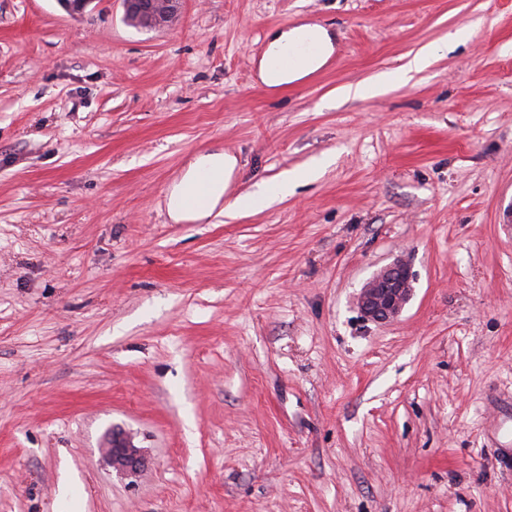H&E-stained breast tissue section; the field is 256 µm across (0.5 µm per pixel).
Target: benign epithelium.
Segmentation results:
<instances>
[{
	"label": "benign epithelium",
	"instance_id": "benign-epithelium-1",
	"mask_svg": "<svg viewBox=\"0 0 512 512\" xmlns=\"http://www.w3.org/2000/svg\"><path fill=\"white\" fill-rule=\"evenodd\" d=\"M179 0H123L125 18L141 28H156L173 22ZM414 293V278L401 258L378 269L362 285L356 305L362 317L374 323L397 319ZM103 459L118 474L127 478L140 476L146 463L143 450L127 435L114 432L101 449Z\"/></svg>",
	"mask_w": 512,
	"mask_h": 512
}]
</instances>
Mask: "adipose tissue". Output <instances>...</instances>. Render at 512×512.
Masks as SVG:
<instances>
[{
    "mask_svg": "<svg viewBox=\"0 0 512 512\" xmlns=\"http://www.w3.org/2000/svg\"><path fill=\"white\" fill-rule=\"evenodd\" d=\"M334 51L328 31L318 25L303 24L275 31L260 62V76L269 86H282L320 69ZM433 49L424 47L408 61L391 72L376 75L366 84L346 88V95H374L386 87L408 82L412 73L428 66ZM237 160L224 152L201 153L189 162L181 177L167 194V213L174 221L194 222L208 218L218 205L227 211L246 214L270 206L277 198L290 194L296 184L310 178L311 173L301 170L282 177L273 185L260 186L258 190L238 196L231 203H224L233 179ZM207 179L205 195L194 201L193 195L200 179Z\"/></svg>",
    "mask_w": 512,
    "mask_h": 512,
    "instance_id": "obj_1",
    "label": "adipose tissue"
}]
</instances>
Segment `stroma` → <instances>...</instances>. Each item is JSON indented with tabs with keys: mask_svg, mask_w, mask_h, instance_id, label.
<instances>
[{
	"mask_svg": "<svg viewBox=\"0 0 512 512\" xmlns=\"http://www.w3.org/2000/svg\"><path fill=\"white\" fill-rule=\"evenodd\" d=\"M327 64L278 88L268 36ZM376 96L336 91L459 29ZM253 215L174 224L196 153ZM398 319L354 298L396 258ZM512 0H0V512H512ZM130 433L149 467L100 448ZM179 0H123L125 18L141 28H156L172 23ZM305 46L314 51L303 53L294 61L276 64L286 50ZM334 52L328 31L312 24L285 27L275 31L260 61V76L267 86H282L300 80L320 69ZM315 175V170H301L286 175L276 181L272 186L262 185L258 190L238 196L233 202L227 204L222 213L246 214L259 211L270 206L277 198L282 199L290 194L296 184ZM103 459L118 474L127 478L140 476L146 463L142 448L120 432H113L106 448H100Z\"/></svg>",
	"mask_w": 512,
	"mask_h": 512,
	"instance_id": "stroma-1",
	"label": "stroma"
}]
</instances>
